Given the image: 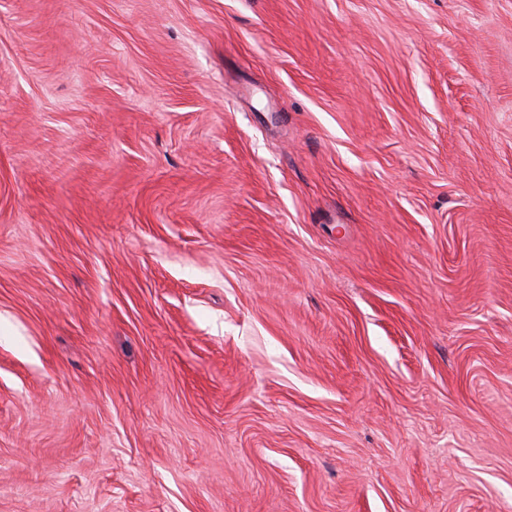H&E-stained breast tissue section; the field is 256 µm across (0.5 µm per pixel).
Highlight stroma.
Returning a JSON list of instances; mask_svg holds the SVG:
<instances>
[{
  "instance_id": "stroma-1",
  "label": "stroma",
  "mask_w": 512,
  "mask_h": 512,
  "mask_svg": "<svg viewBox=\"0 0 512 512\" xmlns=\"http://www.w3.org/2000/svg\"><path fill=\"white\" fill-rule=\"evenodd\" d=\"M0 512H512V0H0Z\"/></svg>"
}]
</instances>
